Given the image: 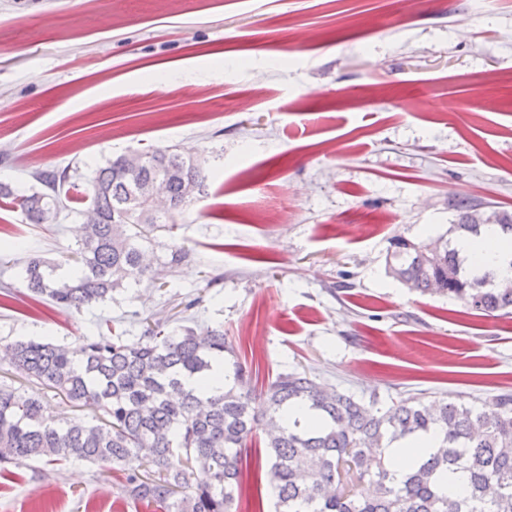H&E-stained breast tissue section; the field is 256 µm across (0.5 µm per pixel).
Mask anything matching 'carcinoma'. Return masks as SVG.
<instances>
[{"label": "carcinoma", "mask_w": 512, "mask_h": 512, "mask_svg": "<svg viewBox=\"0 0 512 512\" xmlns=\"http://www.w3.org/2000/svg\"><path fill=\"white\" fill-rule=\"evenodd\" d=\"M120 155L96 168L83 197H62L64 172L42 171L43 190L19 195L0 185L3 204L45 224L68 204H83L82 238L74 255L77 274L30 257L23 284L62 310L112 298V291L150 276L144 263L153 234L171 230L152 212L148 187L166 184L167 210H181L201 194L199 165L169 150ZM449 233L474 238L489 225L512 240V213H476L459 206ZM388 272L408 288L442 294L486 314L512 309V279L475 272L449 247L448 233L426 243L390 239ZM3 359L22 377L95 410L90 420H56L46 403L0 385V474L33 462L81 461L120 467L131 456L145 468L124 472L121 491L157 512H235L243 489V453L258 430L267 442V468L257 472L270 488L273 512H512V391L495 395L492 410L474 403L427 402L411 396L390 403L358 399L294 370L258 392L218 326L199 336L188 327L167 334L147 325L128 346L112 334V321L77 349L50 341L0 345ZM224 360V390L187 387L212 362ZM300 408L308 415L292 417ZM432 435L436 442L398 481L385 450ZM465 475L463 490L446 484Z\"/></svg>", "instance_id": "obj_1"}]
</instances>
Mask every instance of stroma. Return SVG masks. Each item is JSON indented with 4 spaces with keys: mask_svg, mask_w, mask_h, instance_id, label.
Segmentation results:
<instances>
[{
    "mask_svg": "<svg viewBox=\"0 0 512 512\" xmlns=\"http://www.w3.org/2000/svg\"><path fill=\"white\" fill-rule=\"evenodd\" d=\"M0 0V183L91 172L130 151L192 157L206 192L150 247L157 282L62 311L27 297L37 254L73 267L83 219L0 210V341L78 347L103 320L127 344L147 320L223 326L254 381L307 371L356 397L479 405L512 390V315L422 295L386 272L391 237L419 242L477 212H512V0ZM383 86L381 96L364 95ZM249 110L239 111L242 97ZM283 212L274 224L246 213ZM187 259L168 268L170 250ZM192 309H185V302ZM89 419L0 362V384ZM256 436L239 512H270ZM149 512L84 462L0 478V512Z\"/></svg>",
    "mask_w": 512,
    "mask_h": 512,
    "instance_id": "obj_1",
    "label": "stroma"
}]
</instances>
